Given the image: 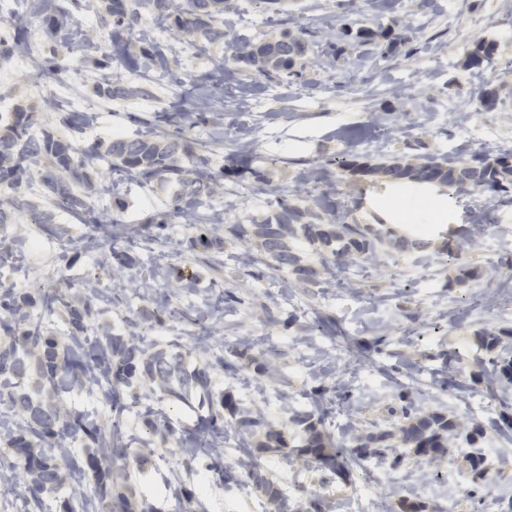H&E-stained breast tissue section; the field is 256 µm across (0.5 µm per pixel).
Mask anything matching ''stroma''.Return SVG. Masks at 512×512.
Instances as JSON below:
<instances>
[{"label":"stroma","mask_w":512,"mask_h":512,"mask_svg":"<svg viewBox=\"0 0 512 512\" xmlns=\"http://www.w3.org/2000/svg\"><path fill=\"white\" fill-rule=\"evenodd\" d=\"M30 2L27 40L36 44L39 56L54 58L59 70L37 76L36 63L22 50L0 60V111L22 107L40 113L43 129L69 135L47 104L62 84L75 103L74 114H96L91 139L106 144L118 132L160 139L180 128L214 168L241 157L250 171L225 176L206 198L208 213L224 215L217 254L188 249L192 230L173 210L174 189L127 179L122 188L109 190L117 173L110 163L91 174V204L108 217L101 224H78L60 211L58 232L47 231L40 220L49 203L39 188L26 189L12 235L36 245L0 268V285L35 297L60 291L77 306L85 298L82 282L92 281L104 293L112 289L113 274L101 266L107 248L125 252L134 263L137 288L100 307L99 326L115 334L136 326L144 347L181 354L189 367L222 352L236 372H216L215 391L260 411L283 431L289 428L288 406H321L323 430L337 446L348 426L366 432L398 423L402 403L396 384L407 383L421 407L484 428L482 451L499 464L498 490L491 498L512 492V438L493 429V415L468 409L473 398L498 403L479 374L489 358L480 331H501L502 345L512 347V202L492 203L470 193L440 196L445 220L433 227L429 255L388 251L380 265L348 262L334 283L307 288L263 258L257 239L243 241L231 231L271 213L276 188L294 194L297 204L322 200L344 219L373 223L374 202L389 187L384 177L368 179L345 167L352 155L416 162L439 155L455 163L480 151L512 152V27L499 22L512 12V0H282L273 11L261 0H229L224 45L175 34L168 21L148 16L127 34L128 48L138 55L159 44L169 67L145 78L117 62L108 71L96 67V59L110 49L105 0H83L80 36L51 45L42 39V20L64 2ZM412 19L419 26L410 55L349 40L339 58L309 56L302 77L287 82L232 63L216 69L233 42L272 41L297 28L335 37L349 27H394ZM482 43L493 45L494 53L482 66H471L470 55ZM106 81L140 86L147 94L110 101L97 97L95 85ZM272 90L278 91L277 100H268ZM487 92L497 96L490 110L482 105ZM180 110L204 113L205 121L182 127L176 117ZM154 112L173 119L155 126L138 123V116ZM382 128L393 135L379 142L375 135ZM160 220L165 228H157ZM72 236L85 237L82 250L54 251L55 242ZM247 248L260 258L251 272L240 265ZM170 267L195 277V289H178L166 273ZM466 269L473 278L458 283ZM228 291L237 303L210 324L197 323V313ZM325 316L336 320L340 333L320 327ZM381 335L386 338L382 350H371ZM443 350L457 355L458 385L445 391L437 387ZM260 363L265 372H257ZM62 403L104 427L119 425L129 454L141 461L128 468L122 488L136 508L147 498V481L153 488L148 499L159 512H170L174 492L183 489L194 497L182 503V512H249L256 503L266 512H289V503L303 498L320 500L325 512H401L406 500L434 512L447 494L438 481L396 493L356 466L342 479L299 458L297 438H289L284 448L262 449L258 437L232 429L224 435L222 469L212 471L209 459L193 447L197 414L149 387L139 388L117 419L98 390L66 394ZM150 417L158 419L160 430L147 426ZM167 423L181 430L182 443L165 433ZM265 480L278 490V499L262 488ZM66 501L73 512H107L90 483L65 484L43 499L38 512H60Z\"/></svg>","instance_id":"35a3bbf8"}]
</instances>
